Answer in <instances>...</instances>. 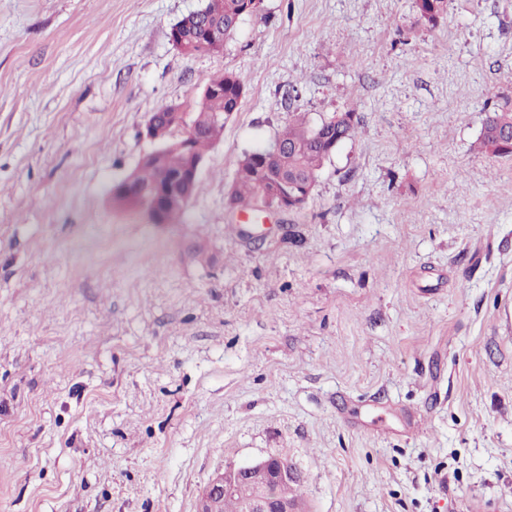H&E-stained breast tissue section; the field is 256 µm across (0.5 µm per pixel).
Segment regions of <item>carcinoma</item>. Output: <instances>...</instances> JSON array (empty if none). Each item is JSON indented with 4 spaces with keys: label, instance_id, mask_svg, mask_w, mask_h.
I'll return each instance as SVG.
<instances>
[{
    "label": "carcinoma",
    "instance_id": "1",
    "mask_svg": "<svg viewBox=\"0 0 512 512\" xmlns=\"http://www.w3.org/2000/svg\"><path fill=\"white\" fill-rule=\"evenodd\" d=\"M447 0H418L420 16L434 23L445 12ZM250 15L247 0H208L205 16L209 23L224 28V35L233 32L235 18ZM211 85L224 87L221 97L202 96L192 126L198 133L191 138L192 151L169 147L159 153V158L140 165L135 171L136 185L157 195L160 210L167 222L180 217L196 190V181L189 177L195 159L204 156V150L216 142L212 134L215 115L236 112L245 94L241 79L233 73H225L212 80ZM356 125L343 120L335 125L310 124L304 115L297 113L278 139L291 145V153L277 156L266 155V149L256 148L244 154L239 162L234 185L229 194V204L251 210L266 200L271 185L281 179L295 184L300 192L316 186L319 171L329 158L333 142L353 135ZM498 133L504 145L493 148L491 133ZM512 133V110H494L489 113L484 133L480 139L483 148L497 155L512 154L509 134ZM253 493L252 485L243 480L234 494L216 501V512H242V505Z\"/></svg>",
    "mask_w": 512,
    "mask_h": 512
}]
</instances>
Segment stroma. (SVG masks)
Masks as SVG:
<instances>
[{
    "label": "stroma",
    "instance_id": "stroma-1",
    "mask_svg": "<svg viewBox=\"0 0 512 512\" xmlns=\"http://www.w3.org/2000/svg\"><path fill=\"white\" fill-rule=\"evenodd\" d=\"M0 0V512H197L288 456L307 512H512V0ZM246 95L182 216L114 204L172 106ZM357 114L297 212L228 202L293 113ZM251 15L247 0H208L205 16L211 25L224 26V34L204 27V36L209 42H218V48L210 53H219L224 46V38L230 36L235 28H230L233 19ZM492 132H494L495 135L500 132L501 137L505 141L503 146L496 149L493 148ZM510 132L512 134V110H493L486 119L480 145L482 148L490 149L497 155L512 154V145H509Z\"/></svg>",
    "mask_w": 512,
    "mask_h": 512
}]
</instances>
